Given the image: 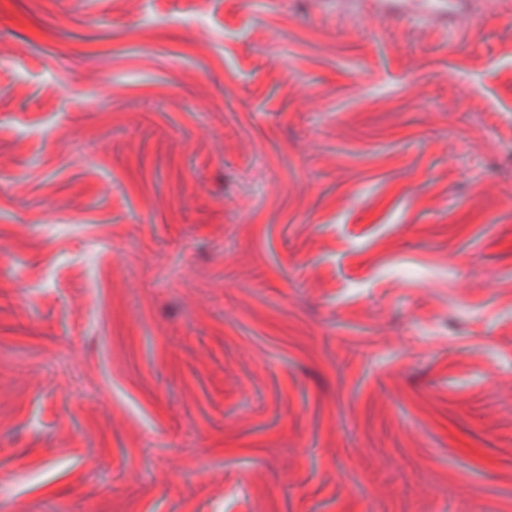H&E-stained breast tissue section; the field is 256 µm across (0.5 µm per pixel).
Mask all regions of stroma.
<instances>
[{"label":"stroma","mask_w":512,"mask_h":512,"mask_svg":"<svg viewBox=\"0 0 512 512\" xmlns=\"http://www.w3.org/2000/svg\"><path fill=\"white\" fill-rule=\"evenodd\" d=\"M0 512H512V6L0 0Z\"/></svg>","instance_id":"stroma-1"}]
</instances>
